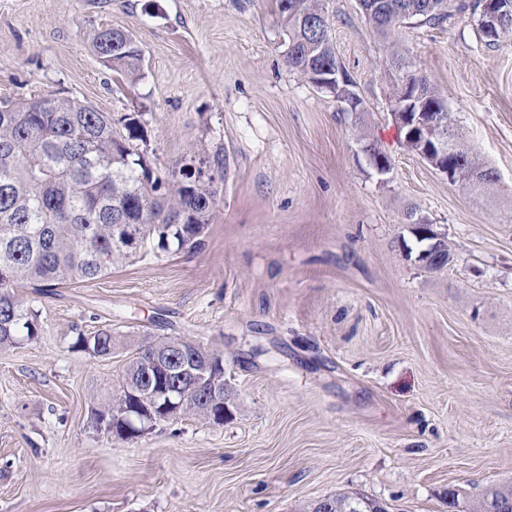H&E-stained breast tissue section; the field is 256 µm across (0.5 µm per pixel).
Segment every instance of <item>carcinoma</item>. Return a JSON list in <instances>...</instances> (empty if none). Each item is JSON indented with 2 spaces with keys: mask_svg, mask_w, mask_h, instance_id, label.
I'll list each match as a JSON object with an SVG mask.
<instances>
[{
  "mask_svg": "<svg viewBox=\"0 0 512 512\" xmlns=\"http://www.w3.org/2000/svg\"><path fill=\"white\" fill-rule=\"evenodd\" d=\"M288 37L284 53L290 71L316 84V73L336 71L329 26L317 31L307 20L322 14L321 0H276ZM382 10L364 13L380 37L394 35L392 20L440 24L448 20L447 0H378ZM102 64L127 77L142 71L143 54L129 30L98 28L90 38ZM121 128H115V124ZM114 122L108 112L63 95L0 103V349L19 337H38L37 314L15 296L17 287L42 292L63 283L90 281L114 266L145 258L152 249L195 250L216 208L214 173L224 174V156L189 157L176 170L152 168L138 142L139 119ZM181 222L172 223L173 217ZM177 340L153 338L135 349L121 389L95 411L112 424L116 407L133 405L141 360L151 350ZM112 329L79 335L72 349L92 359L112 356ZM186 392L181 415L213 421L205 394L184 379L160 384L153 407L158 417L167 396ZM329 512H352L365 501L358 494L323 498ZM480 512H512V485L490 487Z\"/></svg>",
  "mask_w": 512,
  "mask_h": 512,
  "instance_id": "1",
  "label": "carcinoma"
}]
</instances>
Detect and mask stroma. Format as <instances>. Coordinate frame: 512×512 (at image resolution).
<instances>
[{"mask_svg":"<svg viewBox=\"0 0 512 512\" xmlns=\"http://www.w3.org/2000/svg\"><path fill=\"white\" fill-rule=\"evenodd\" d=\"M473 2L388 41L358 0H324L362 99L346 112L288 70L276 0H0V100L61 94L137 116L162 171L224 154L199 249L15 288L39 336L0 350V512H300L356 492L448 512L449 491L473 507L512 484V35L487 46ZM94 27L135 34L138 81L103 66ZM396 47L498 185L449 183L406 149ZM410 210L444 234L442 270L415 261ZM103 327L111 357L72 350ZM147 336L223 354L222 425L186 416L131 441L95 428Z\"/></svg>","mask_w":512,"mask_h":512,"instance_id":"1","label":"stroma"}]
</instances>
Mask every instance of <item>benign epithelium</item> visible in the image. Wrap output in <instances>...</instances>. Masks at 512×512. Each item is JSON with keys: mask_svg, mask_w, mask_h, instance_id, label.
<instances>
[{"mask_svg": "<svg viewBox=\"0 0 512 512\" xmlns=\"http://www.w3.org/2000/svg\"><path fill=\"white\" fill-rule=\"evenodd\" d=\"M511 12L512 0H482L479 19L491 39H498L506 32L502 18ZM391 115L400 128L407 129L414 153L445 174L449 182L471 186L487 177L484 170L471 166L457 154L456 144L462 133L452 124L447 109L420 99L417 84L407 74L399 77L395 85ZM405 220L420 230L419 238L428 241L427 248L418 254V261L429 271L443 269L450 260L443 247L444 236L433 230L426 216L415 211L407 213ZM180 350L181 346L172 345L167 351L154 352L143 362V384L136 388V398L143 403L155 399L157 390L152 386V380L160 381L173 372L172 364ZM221 367L223 356L212 354L191 362L185 369L197 388L205 391L206 402L216 411L214 419L218 424L224 422L234 404L217 374Z\"/></svg>", "mask_w": 512, "mask_h": 512, "instance_id": "7a95c632", "label": "benign epithelium"}]
</instances>
